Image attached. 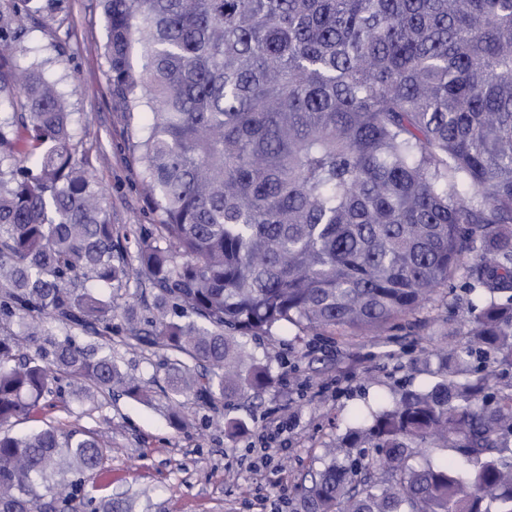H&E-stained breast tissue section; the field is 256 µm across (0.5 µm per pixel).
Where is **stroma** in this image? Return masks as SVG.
I'll list each match as a JSON object with an SVG mask.
<instances>
[{
  "mask_svg": "<svg viewBox=\"0 0 512 512\" xmlns=\"http://www.w3.org/2000/svg\"><path fill=\"white\" fill-rule=\"evenodd\" d=\"M40 19H24L23 46L57 80L73 114V158L86 165L103 192L113 223L127 231L130 249L153 231L159 217L140 188L137 142L141 114L117 112L107 81L106 21L101 0H39ZM461 279L440 289L426 305L398 317L379 338L339 335L298 341L297 327L273 329L244 340L268 362L275 382L260 397L225 401L209 410L189 397L180 411L189 427H176L159 395L140 402L123 395L98 396L85 411L69 396L51 399L39 421L67 429L111 428L104 460L112 482L85 478V490L101 499L131 497L135 512H288L311 474L322 469L328 446L339 443L353 410L379 409L403 390L423 389L443 368L470 326L479 293H464ZM155 292L146 279L117 291L112 354L142 385H151L160 358L132 345L124 310L151 318Z\"/></svg>",
  "mask_w": 512,
  "mask_h": 512,
  "instance_id": "obj_1",
  "label": "stroma"
}]
</instances>
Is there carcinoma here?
Listing matches in <instances>:
<instances>
[{"mask_svg":"<svg viewBox=\"0 0 512 512\" xmlns=\"http://www.w3.org/2000/svg\"><path fill=\"white\" fill-rule=\"evenodd\" d=\"M20 3L0 9V95L21 104L0 120V512L126 509L83 493L109 436L10 425L63 379L90 411L149 399L111 344L75 337L112 334L131 278L156 295L145 328L126 309L129 339L166 351L176 408L272 386L244 336L377 335L460 273L486 298L454 365L354 414L294 512H512V0H102L112 96L148 117L160 223L134 256L73 159L58 83L19 62V14L39 12ZM430 445L472 469L412 465Z\"/></svg>","mask_w":512,"mask_h":512,"instance_id":"1","label":"carcinoma"}]
</instances>
